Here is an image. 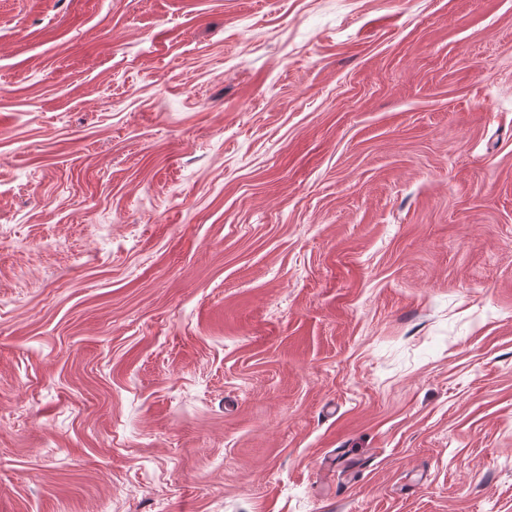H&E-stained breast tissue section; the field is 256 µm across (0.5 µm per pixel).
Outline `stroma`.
<instances>
[{"instance_id": "stroma-1", "label": "stroma", "mask_w": 512, "mask_h": 512, "mask_svg": "<svg viewBox=\"0 0 512 512\" xmlns=\"http://www.w3.org/2000/svg\"><path fill=\"white\" fill-rule=\"evenodd\" d=\"M0 512H512V0H0Z\"/></svg>"}]
</instances>
